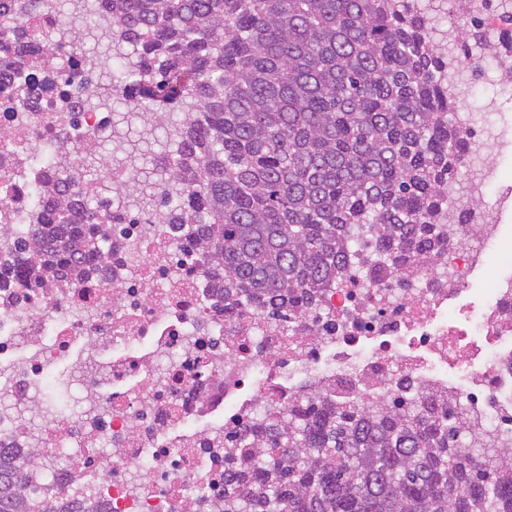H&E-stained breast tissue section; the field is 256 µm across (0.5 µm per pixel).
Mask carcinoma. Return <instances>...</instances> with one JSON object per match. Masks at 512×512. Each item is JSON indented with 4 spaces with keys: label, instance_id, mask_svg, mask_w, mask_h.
I'll list each match as a JSON object with an SVG mask.
<instances>
[{
    "label": "carcinoma",
    "instance_id": "carcinoma-1",
    "mask_svg": "<svg viewBox=\"0 0 512 512\" xmlns=\"http://www.w3.org/2000/svg\"><path fill=\"white\" fill-rule=\"evenodd\" d=\"M98 45L112 87L153 126L158 224L187 227L195 264L224 300L267 315L317 308L371 234L370 267L395 279L448 248L443 224L470 131L449 71L481 67L473 48L512 58V29L489 40L477 17L434 37L419 0H66ZM106 159L79 156L95 179ZM55 191L15 245L13 275H109L96 201ZM275 449L224 472V512H512V468L465 448L448 411L374 398L340 406L320 393L246 429L241 448ZM8 458L0 512H20Z\"/></svg>",
    "mask_w": 512,
    "mask_h": 512
}]
</instances>
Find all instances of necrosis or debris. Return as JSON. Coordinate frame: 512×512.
I'll use <instances>...</instances> for the list:
<instances>
[{"mask_svg": "<svg viewBox=\"0 0 512 512\" xmlns=\"http://www.w3.org/2000/svg\"><path fill=\"white\" fill-rule=\"evenodd\" d=\"M60 0L36 18L0 0V257L49 172L75 193L110 201L112 273L47 278L27 288L0 280V451L21 497L55 512H222L224 431L287 409L299 382L338 400L430 392L473 423L464 447L512 446V274L491 275L479 302L465 297L490 273L489 250L506 249L490 209L454 227L435 262L416 261L403 285L359 269L326 289L318 308L282 321L260 307L225 314L206 277L177 262L192 241L132 200L128 166L90 182L71 153L97 152L112 114L82 104L62 73H89L81 45L58 41ZM501 131L474 132L465 195L486 196L496 171L486 147Z\"/></svg>", "mask_w": 512, "mask_h": 512, "instance_id": "necrosis-or-debris-1", "label": "necrosis or debris"}]
</instances>
